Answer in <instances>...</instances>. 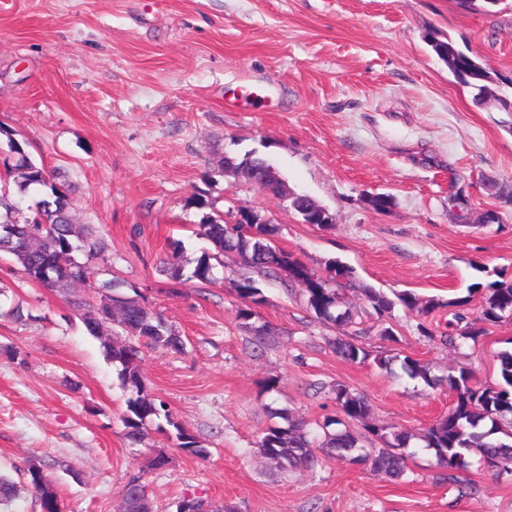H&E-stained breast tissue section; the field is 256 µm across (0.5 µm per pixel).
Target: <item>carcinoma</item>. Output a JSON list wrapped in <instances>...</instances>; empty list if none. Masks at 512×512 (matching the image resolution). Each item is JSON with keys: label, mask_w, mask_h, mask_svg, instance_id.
<instances>
[{"label": "carcinoma", "mask_w": 512, "mask_h": 512, "mask_svg": "<svg viewBox=\"0 0 512 512\" xmlns=\"http://www.w3.org/2000/svg\"><path fill=\"white\" fill-rule=\"evenodd\" d=\"M433 51L445 62L448 70L459 84L476 90L475 100L481 101L483 91L494 83L491 72L477 58L454 54L455 47L449 40L431 41ZM5 137L7 147L3 165L7 179L0 190V227L5 224H30L34 229H43L44 252L40 261L47 264L56 280L65 288L72 278L86 282L94 275L93 260L105 251L104 237L90 225L75 224L71 216V184L64 172L48 171L44 164L37 162L17 141L15 133L0 123V137ZM265 159L259 156H245L236 160V166L243 168L245 180L257 176ZM273 234L269 224H235L228 226L224 219L207 217L198 224L197 235L210 241L216 249H231L247 257L249 263L264 275L277 276L287 273L289 282L303 289L307 307L317 317L334 323L341 322L353 328L350 334L338 337L332 342L336 356L347 362H363L369 356L363 344L357 340L360 330L356 329L355 313L339 311L337 290L350 288L364 293L365 298L377 316L391 313L395 303L418 316L428 314L415 294L403 291L396 295L397 301L390 300L383 293L364 284L353 268L333 261L329 263L328 276L322 277L292 251L271 245L266 236ZM16 241L0 234V257L10 258L17 270L27 272L26 261L15 253ZM81 252L86 260L81 262L75 254ZM212 256L205 253L196 262L192 278L208 282L213 277ZM124 282L111 277L96 283L95 300H78L75 306L87 310L113 302L123 311L120 328L129 336L143 338L146 344L167 351L179 352L183 347L181 337L161 317L139 306L134 300L121 299ZM242 300L237 310V319L244 325L254 318L253 305L258 303L260 289L253 281L232 283ZM474 287L486 290L480 317L474 321L464 313L456 311L453 319L446 324V330L434 334L430 329L424 332L430 338L453 344L458 340L477 341L485 331L476 327V322L495 324L505 317H512V282L495 280ZM110 321L103 319L87 331L100 340L105 356L121 366V377L133 395L127 400L123 417L127 428L126 437L140 443L145 438L146 423L165 418L168 425L176 429L178 447L188 448L199 455L207 451L186 430L170 419L165 404L157 401L145 390L142 380L140 350L134 346H116L112 343L106 327ZM500 380L493 383L477 384L467 371L459 375L448 374L443 379L431 375L429 368L416 359L405 357L403 370L412 379H420L433 387L442 381L455 392L454 404L448 414L436 420L419 435L424 448L434 451L437 460L449 467L467 465L466 455L477 451L478 465L491 471H512V351L503 350L497 354ZM339 412L334 418H327L319 428L323 436L310 431L309 424L283 412L278 417L283 424L271 426L258 442L259 452L282 469H312L320 448L347 458L356 463H370L375 469L386 473L392 479L405 475V448L413 435L394 430L379 432L371 429L376 444L370 448L361 444L345 423L366 422L372 407L368 400L357 395L343 384L333 389ZM132 481L121 489V495L128 498L130 512H139V501L148 498L144 483L137 488L130 487ZM19 497V486L7 476L0 474V512H16L14 504Z\"/></svg>", "instance_id": "carcinoma-1"}]
</instances>
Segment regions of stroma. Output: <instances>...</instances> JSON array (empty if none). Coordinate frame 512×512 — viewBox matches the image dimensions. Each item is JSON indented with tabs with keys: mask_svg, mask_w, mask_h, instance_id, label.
<instances>
[{
	"mask_svg": "<svg viewBox=\"0 0 512 512\" xmlns=\"http://www.w3.org/2000/svg\"><path fill=\"white\" fill-rule=\"evenodd\" d=\"M432 36L480 58L505 90L512 0L489 14L455 0H0V122L68 174L75 222L107 243L97 267L182 337L178 353L120 330L113 340L140 347L147 392L207 451L178 448L153 421L144 442L129 441L132 391L70 303L92 288L66 296L0 260V472L22 483L37 464L62 512H117L133 476L157 512L186 497L236 512H512V473L449 469L413 445L400 481L326 452L314 469L284 473L257 450L278 410L312 424L335 416L339 383L372 405L356 435L421 432L453 403L443 376L465 368L494 381L498 352L512 349L507 318L476 342L423 334L444 328L454 299L479 316L472 284L512 280V205L496 194L512 184V112L476 104ZM249 152L275 168L286 196L225 172V157ZM292 192L332 224L303 223ZM376 193L393 196L390 210L368 205ZM241 209L271 221L275 241L316 273L339 260L386 294L413 292L430 315L398 307L381 319L362 293L341 291L343 306L365 312L371 354L348 363L330 346L343 327L246 257L222 253L211 281L193 279L213 249L198 224ZM488 210L500 223H480ZM174 255L190 275L178 286L163 270ZM244 279L265 298L262 340L236 318L233 284ZM18 304L29 319L10 316ZM387 327L395 341L381 339ZM407 356L440 385L409 378ZM156 449L170 458L161 471L147 467Z\"/></svg>",
	"mask_w": 512,
	"mask_h": 512,
	"instance_id": "obj_1",
	"label": "stroma"
}]
</instances>
